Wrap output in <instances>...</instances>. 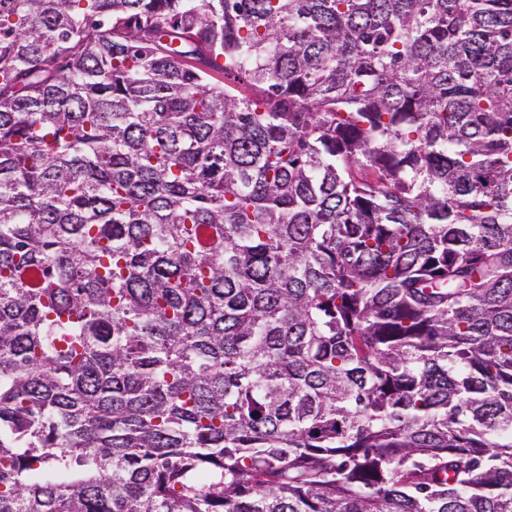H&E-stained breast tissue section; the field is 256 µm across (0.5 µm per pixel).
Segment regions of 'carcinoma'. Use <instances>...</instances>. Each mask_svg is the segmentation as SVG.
<instances>
[{
  "instance_id": "1",
  "label": "carcinoma",
  "mask_w": 512,
  "mask_h": 512,
  "mask_svg": "<svg viewBox=\"0 0 512 512\" xmlns=\"http://www.w3.org/2000/svg\"><path fill=\"white\" fill-rule=\"evenodd\" d=\"M0 512H512V0H0Z\"/></svg>"
}]
</instances>
